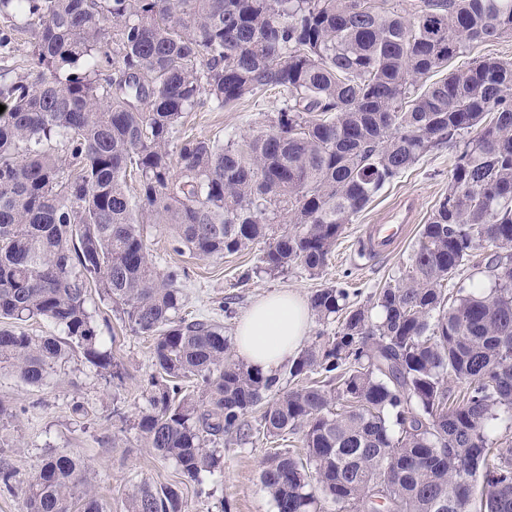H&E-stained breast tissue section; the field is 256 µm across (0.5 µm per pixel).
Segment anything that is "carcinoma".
Listing matches in <instances>:
<instances>
[{
    "label": "carcinoma",
    "instance_id": "obj_1",
    "mask_svg": "<svg viewBox=\"0 0 512 512\" xmlns=\"http://www.w3.org/2000/svg\"><path fill=\"white\" fill-rule=\"evenodd\" d=\"M0 45L30 34L0 72V369L41 386L78 351L117 367L91 292L155 337L133 422L141 447L202 483L259 414L277 449L260 482L277 512H512V63L476 58L418 90L470 43L512 36V0H0ZM268 91V129L192 136L189 112ZM456 157L403 276L366 303L316 290L336 335L288 364L284 389L234 358L224 326L187 319L180 268L159 269L149 224L173 250L222 258L257 245L256 273L317 275L354 215L431 149ZM285 212L283 223L269 214ZM490 282L443 283L474 254ZM43 319L65 337H34ZM76 455L47 457L23 512H103ZM125 512H188L176 484L141 482ZM30 54L28 35L25 32L16 34L7 51L0 48V67L12 66L16 60L27 59Z\"/></svg>",
    "mask_w": 512,
    "mask_h": 512
}]
</instances>
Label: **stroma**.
<instances>
[{"label":"stroma","instance_id":"35a3bbf8","mask_svg":"<svg viewBox=\"0 0 512 512\" xmlns=\"http://www.w3.org/2000/svg\"><path fill=\"white\" fill-rule=\"evenodd\" d=\"M280 105L277 95L263 94L221 112H194L186 124L193 134L228 138L267 129ZM455 149L440 145L394 182L387 184L366 208L355 215L339 238L319 275L292 267L275 276H256L258 250L221 258L203 259L190 252L173 251L171 236L152 224L146 231L150 256L159 268L180 267L186 276L183 316L207 318L224 325V334L234 337L240 317L260 296L281 290L297 291L310 298L326 286L347 288L356 303L386 282L402 275L435 204L448 191ZM416 206V227L395 253L372 259L362 251L366 225L377 223L401 200ZM91 309L101 322L100 338L119 365L118 374H98L82 356L55 367L39 387L24 384L8 370L0 371V468L15 473L13 490L0 488V512H22L21 489L49 455L65 450L83 458L87 479L104 512H124L130 486L146 480L172 483L179 476L173 462L162 461L141 448L133 420L145 405L148 382L154 371L153 337L130 332L110 307L92 300ZM121 415H114V408ZM287 448L299 447L298 436H289ZM278 441L260 433L224 451V472L205 486H182L189 512H219L220 500H228L231 512H276L260 483L262 463L278 448Z\"/></svg>","mask_w":512,"mask_h":512}]
</instances>
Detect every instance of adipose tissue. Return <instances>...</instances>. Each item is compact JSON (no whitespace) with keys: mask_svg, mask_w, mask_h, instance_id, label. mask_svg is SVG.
<instances>
[{"mask_svg":"<svg viewBox=\"0 0 512 512\" xmlns=\"http://www.w3.org/2000/svg\"><path fill=\"white\" fill-rule=\"evenodd\" d=\"M310 323L311 310L299 293H270L255 301L240 319L237 355L250 368L267 375L277 373L295 357Z\"/></svg>","mask_w":512,"mask_h":512,"instance_id":"1","label":"adipose tissue"}]
</instances>
